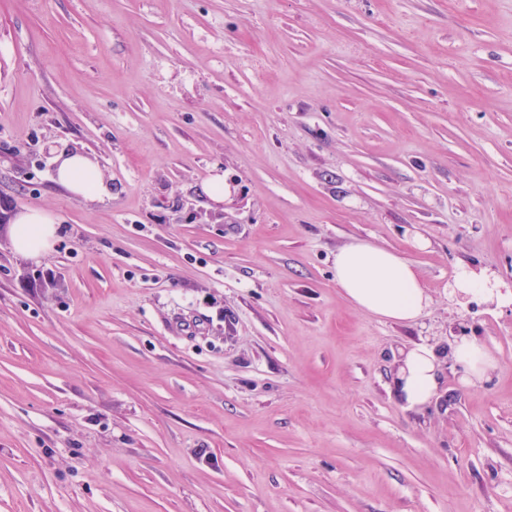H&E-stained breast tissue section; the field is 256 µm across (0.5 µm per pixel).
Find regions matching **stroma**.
<instances>
[{"instance_id":"stroma-1","label":"stroma","mask_w":512,"mask_h":512,"mask_svg":"<svg viewBox=\"0 0 512 512\" xmlns=\"http://www.w3.org/2000/svg\"><path fill=\"white\" fill-rule=\"evenodd\" d=\"M357 240L421 318L349 303ZM0 512H512V0H0ZM55 182L72 195L95 202L111 196V187L95 163L80 152H62L56 158ZM9 237L14 251L25 258H37L56 243L57 227L53 217L40 208H29L17 214ZM334 270L347 300L379 319L413 322L430 306L416 268L396 251L354 241L337 251ZM452 288L463 295L480 294L487 298L498 296L495 292L496 286L490 276L477 273L464 265L456 268ZM452 356L456 362L466 368L468 384L482 382L495 363L485 347L472 338H463L457 341L452 348ZM439 375L440 361L434 349L424 345L410 348L394 378V394L408 410H419L435 396Z\"/></svg>"}]
</instances>
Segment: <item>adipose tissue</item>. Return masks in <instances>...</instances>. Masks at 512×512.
<instances>
[{"label": "adipose tissue", "instance_id": "1", "mask_svg": "<svg viewBox=\"0 0 512 512\" xmlns=\"http://www.w3.org/2000/svg\"><path fill=\"white\" fill-rule=\"evenodd\" d=\"M55 181L87 202L111 194L109 183L95 163L80 152L58 155ZM9 237L18 255L36 258L55 245L57 227L47 211L30 208L14 217ZM334 270L336 285L347 300L377 318L412 322L430 305L416 268L398 252L358 240L337 251ZM452 356L466 368V381L470 384L482 382L494 365L490 353L472 338L457 341ZM439 375L440 361L434 349L424 345L410 348L394 378V394L407 409H420L435 396Z\"/></svg>", "mask_w": 512, "mask_h": 512}]
</instances>
